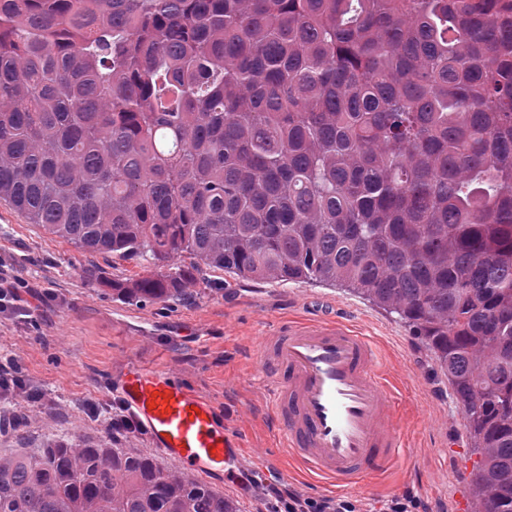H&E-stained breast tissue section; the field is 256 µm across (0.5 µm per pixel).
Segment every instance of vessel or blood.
Here are the masks:
<instances>
[{
	"label": "vessel or blood",
	"instance_id": "b4317fda",
	"mask_svg": "<svg viewBox=\"0 0 512 512\" xmlns=\"http://www.w3.org/2000/svg\"><path fill=\"white\" fill-rule=\"evenodd\" d=\"M271 410L291 458L341 486L387 469L403 446L391 391L367 337L341 320H287L264 339ZM154 448L191 473L229 478L242 443L222 411L162 370L130 364L118 383Z\"/></svg>",
	"mask_w": 512,
	"mask_h": 512
}]
</instances>
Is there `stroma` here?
<instances>
[{
  "instance_id": "obj_1",
  "label": "stroma",
  "mask_w": 512,
  "mask_h": 512,
  "mask_svg": "<svg viewBox=\"0 0 512 512\" xmlns=\"http://www.w3.org/2000/svg\"><path fill=\"white\" fill-rule=\"evenodd\" d=\"M146 257L89 253L28 223L0 202V275L26 287L17 310L0 314V364L16 365L53 406L18 399L17 427L0 433V450L38 448L61 438L136 448L166 470L172 459L148 436L113 438L110 418L122 398L114 378L127 365L171 372L216 402L243 440L240 473L215 490L233 496L243 512H264L263 495L248 476L314 496L383 499L411 492L427 512H470L473 459L464 412L447 377L397 314L356 293L311 282L274 283L206 273L176 301L135 303L113 298L111 284L162 272ZM292 315L346 319L376 346L392 384L405 447L391 468L352 487L304 478L280 448L268 411L270 391L256 358L259 339ZM99 405L98 415L84 409Z\"/></svg>"
}]
</instances>
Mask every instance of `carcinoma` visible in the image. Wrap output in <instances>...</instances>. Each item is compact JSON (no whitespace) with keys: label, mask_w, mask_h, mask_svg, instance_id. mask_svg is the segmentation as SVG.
<instances>
[{"label":"carcinoma","mask_w":512,"mask_h":512,"mask_svg":"<svg viewBox=\"0 0 512 512\" xmlns=\"http://www.w3.org/2000/svg\"><path fill=\"white\" fill-rule=\"evenodd\" d=\"M0 201L79 249L346 287L464 408L512 512V0H0ZM0 512H241L136 448L0 452Z\"/></svg>","instance_id":"cac0c4a2"}]
</instances>
